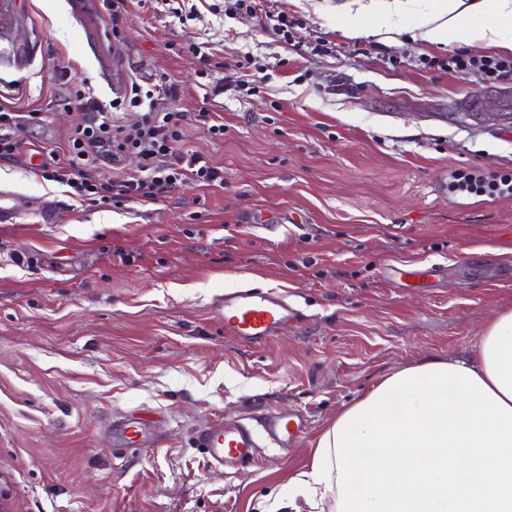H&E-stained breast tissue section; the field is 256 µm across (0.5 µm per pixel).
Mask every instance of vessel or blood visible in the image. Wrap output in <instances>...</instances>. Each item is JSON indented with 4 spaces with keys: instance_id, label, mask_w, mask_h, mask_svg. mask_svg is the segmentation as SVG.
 I'll return each instance as SVG.
<instances>
[{
    "instance_id": "b4317fda",
    "label": "vessel or blood",
    "mask_w": 512,
    "mask_h": 512,
    "mask_svg": "<svg viewBox=\"0 0 512 512\" xmlns=\"http://www.w3.org/2000/svg\"><path fill=\"white\" fill-rule=\"evenodd\" d=\"M438 266L393 269L392 276L403 286L420 288L435 277ZM224 331L249 342L276 336L282 326L297 321L298 310L285 297L261 288H238L226 292L219 304ZM300 416L270 413L260 418L217 421L199 432L197 441L210 460L227 470L249 464L261 444L290 448L303 431Z\"/></svg>"
}]
</instances>
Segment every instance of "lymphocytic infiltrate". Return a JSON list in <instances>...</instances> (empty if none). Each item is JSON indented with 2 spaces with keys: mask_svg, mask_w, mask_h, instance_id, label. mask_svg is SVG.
<instances>
[{
  "mask_svg": "<svg viewBox=\"0 0 512 512\" xmlns=\"http://www.w3.org/2000/svg\"><path fill=\"white\" fill-rule=\"evenodd\" d=\"M84 119L70 133L66 162L57 164L50 176L67 185L84 204L121 205L129 200H158L176 186L192 181L205 188L220 187L219 170L183 147L185 113L145 112L137 125L116 124L108 107L77 91L72 101ZM133 152L140 159L138 175L96 179L103 161L119 162L122 153Z\"/></svg>",
  "mask_w": 512,
  "mask_h": 512,
  "instance_id": "f902f5d3",
  "label": "lymphocytic infiltrate"
}]
</instances>
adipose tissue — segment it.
<instances>
[{
  "mask_svg": "<svg viewBox=\"0 0 512 512\" xmlns=\"http://www.w3.org/2000/svg\"><path fill=\"white\" fill-rule=\"evenodd\" d=\"M406 0H347L356 35L391 41ZM417 41L512 51V0H431ZM311 512H512V308L464 357L382 378L321 433L300 483Z\"/></svg>",
  "mask_w": 512,
  "mask_h": 512,
  "instance_id": "obj_1",
  "label": "adipose tissue"
}]
</instances>
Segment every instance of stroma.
<instances>
[{"instance_id":"1","label":"stroma","mask_w":512,"mask_h":512,"mask_svg":"<svg viewBox=\"0 0 512 512\" xmlns=\"http://www.w3.org/2000/svg\"><path fill=\"white\" fill-rule=\"evenodd\" d=\"M344 2L228 16L224 0H194L177 17L131 0L117 24L98 9L89 31L67 0H0V95L41 115L0 158L16 214L0 223V512H300L293 480L345 404L422 358L464 355L512 308V195L450 187L512 177L496 95L512 78L445 68L485 56L477 46L352 35ZM108 48L125 86L178 85L153 107L186 113L185 144L223 187L86 208L31 165L37 149L53 166L81 123L76 90L113 100L97 63ZM466 95L479 114L455 113ZM400 264L447 273L404 288L382 276ZM251 287L285 296L299 321L260 343L225 335L218 300ZM273 410L303 415V438L239 472L195 442L212 420ZM132 421L145 437L128 445Z\"/></svg>"}]
</instances>
